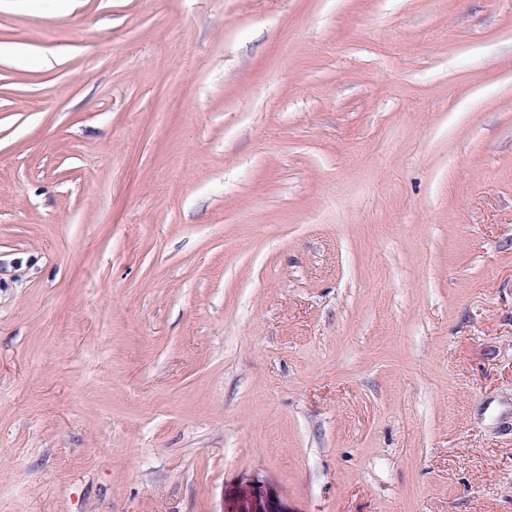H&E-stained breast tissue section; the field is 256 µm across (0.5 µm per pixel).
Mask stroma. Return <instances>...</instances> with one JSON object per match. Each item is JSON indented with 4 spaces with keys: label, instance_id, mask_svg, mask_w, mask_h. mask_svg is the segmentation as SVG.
I'll list each match as a JSON object with an SVG mask.
<instances>
[{
    "label": "stroma",
    "instance_id": "35a3bbf8",
    "mask_svg": "<svg viewBox=\"0 0 512 512\" xmlns=\"http://www.w3.org/2000/svg\"><path fill=\"white\" fill-rule=\"evenodd\" d=\"M0 45V512H512V0Z\"/></svg>",
    "mask_w": 512,
    "mask_h": 512
}]
</instances>
